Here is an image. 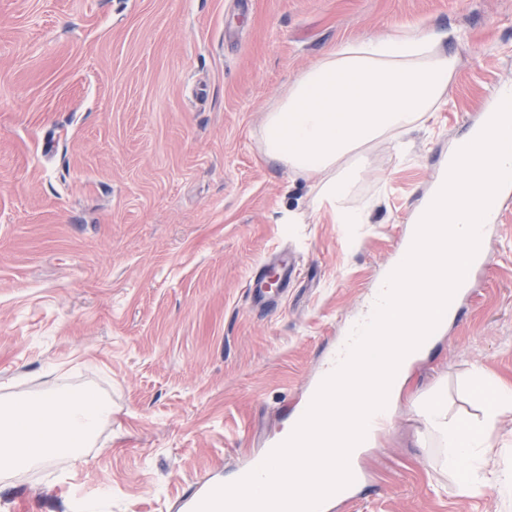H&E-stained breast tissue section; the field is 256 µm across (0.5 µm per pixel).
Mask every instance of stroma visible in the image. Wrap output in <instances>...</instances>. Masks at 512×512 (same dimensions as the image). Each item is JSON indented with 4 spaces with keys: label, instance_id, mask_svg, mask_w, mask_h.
I'll return each mask as SVG.
<instances>
[{
    "label": "stroma",
    "instance_id": "obj_1",
    "mask_svg": "<svg viewBox=\"0 0 512 512\" xmlns=\"http://www.w3.org/2000/svg\"><path fill=\"white\" fill-rule=\"evenodd\" d=\"M452 32L447 102L362 153L334 223L261 130L331 48ZM512 84V0H0V395L92 388L112 420L79 455L15 471L0 512H182L273 447L453 144ZM300 257L254 304L263 261ZM332 512H512L459 492L421 415L479 417L476 372L512 385V220Z\"/></svg>",
    "mask_w": 512,
    "mask_h": 512
}]
</instances>
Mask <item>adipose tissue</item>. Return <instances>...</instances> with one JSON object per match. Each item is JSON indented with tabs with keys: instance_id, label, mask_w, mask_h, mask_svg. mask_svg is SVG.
Instances as JSON below:
<instances>
[{
	"instance_id": "1",
	"label": "adipose tissue",
	"mask_w": 512,
	"mask_h": 512,
	"mask_svg": "<svg viewBox=\"0 0 512 512\" xmlns=\"http://www.w3.org/2000/svg\"><path fill=\"white\" fill-rule=\"evenodd\" d=\"M447 30L393 33L361 44H342L302 74L263 127L266 157L306 178H320L318 207L335 223L361 224L362 212L345 204L361 170L343 160L382 136L406 132L444 102L456 58L445 48ZM487 393L478 420L449 418L443 396L422 415L443 450L442 465L462 492L490 487L512 492V478L486 471L489 435L512 412V385L476 374ZM112 417V406L92 390L0 400V472L45 464L75 454Z\"/></svg>"
}]
</instances>
